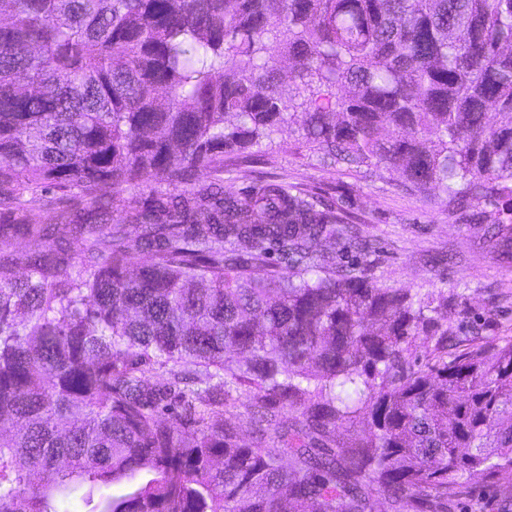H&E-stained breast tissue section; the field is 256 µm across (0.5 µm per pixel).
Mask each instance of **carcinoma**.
<instances>
[{"mask_svg": "<svg viewBox=\"0 0 512 512\" xmlns=\"http://www.w3.org/2000/svg\"><path fill=\"white\" fill-rule=\"evenodd\" d=\"M287 124L422 196L512 202V0H9L0 209L63 195L22 274L0 239V512L81 487L97 512L122 482L104 512H448L476 473L512 512V340L448 358L447 289L317 251L338 224L367 251L336 204L224 190V157ZM139 183L132 237L112 204ZM479 219L509 250L512 207ZM244 411L243 408H240L233 412V414L226 415V421L228 424L235 427L240 438L249 444L253 437L259 436V429L262 428V426L258 423L253 424Z\"/></svg>", "mask_w": 512, "mask_h": 512, "instance_id": "obj_1", "label": "carcinoma"}]
</instances>
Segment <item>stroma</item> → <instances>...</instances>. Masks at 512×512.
Instances as JSON below:
<instances>
[{"label":"stroma","mask_w":512,"mask_h":512,"mask_svg":"<svg viewBox=\"0 0 512 512\" xmlns=\"http://www.w3.org/2000/svg\"><path fill=\"white\" fill-rule=\"evenodd\" d=\"M266 181L297 186L336 203L358 234L375 245L362 262L369 279L383 287L447 289L457 295L448 352L465 347L476 331L480 342L512 339V256L490 250L480 225L449 207L443 197H423L405 187L397 173L350 166L313 149L298 126L284 127L274 143L224 160V186L232 192ZM52 193L28 197L23 210H0V232L13 234V253L37 248L14 235L19 224L53 223ZM453 512H500L490 480L473 476L463 485Z\"/></svg>","instance_id":"obj_1"}]
</instances>
